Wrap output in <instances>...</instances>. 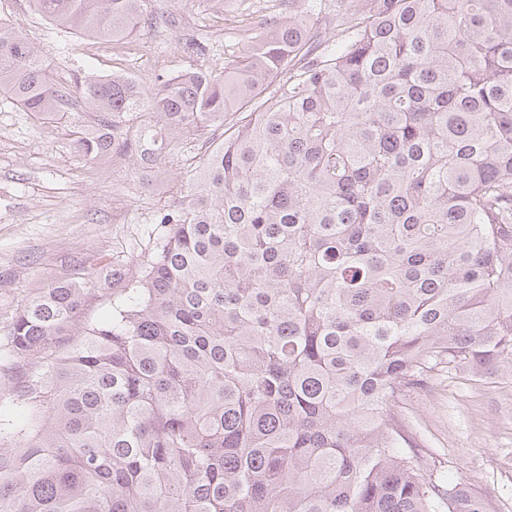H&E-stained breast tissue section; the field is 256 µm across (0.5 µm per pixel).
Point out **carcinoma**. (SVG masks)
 Here are the masks:
<instances>
[{
	"label": "carcinoma",
	"instance_id": "carcinoma-1",
	"mask_svg": "<svg viewBox=\"0 0 512 512\" xmlns=\"http://www.w3.org/2000/svg\"><path fill=\"white\" fill-rule=\"evenodd\" d=\"M271 14L224 70L79 87L73 148L144 172L224 140L114 264L112 317L51 285L9 324L0 512H488L434 475L398 410L436 366L512 370V0H322ZM150 0H31L109 41ZM272 95L265 96L269 87ZM0 94L68 102L0 20Z\"/></svg>",
	"mask_w": 512,
	"mask_h": 512
}]
</instances>
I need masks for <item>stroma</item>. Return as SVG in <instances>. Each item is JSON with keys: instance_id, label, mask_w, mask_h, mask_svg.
<instances>
[{"instance_id": "obj_1", "label": "stroma", "mask_w": 512, "mask_h": 512, "mask_svg": "<svg viewBox=\"0 0 512 512\" xmlns=\"http://www.w3.org/2000/svg\"><path fill=\"white\" fill-rule=\"evenodd\" d=\"M238 0L213 12L207 0H156L157 21L133 36L148 42L134 60L135 75L154 79L186 63L183 46L207 45L211 64L224 63L225 17ZM0 17L19 26L50 67L65 75L71 105L51 119L22 110L0 95V336L13 315L55 281L105 276L114 261L153 249L162 235L150 225L151 207L171 202L181 168L199 163L224 130H205L168 170L144 177L120 159L89 160L71 144L73 126L92 121L76 83L108 75V41L57 28L27 0H0ZM400 410L441 477L458 476L489 503L512 512V371L486 374L432 369Z\"/></svg>"}]
</instances>
